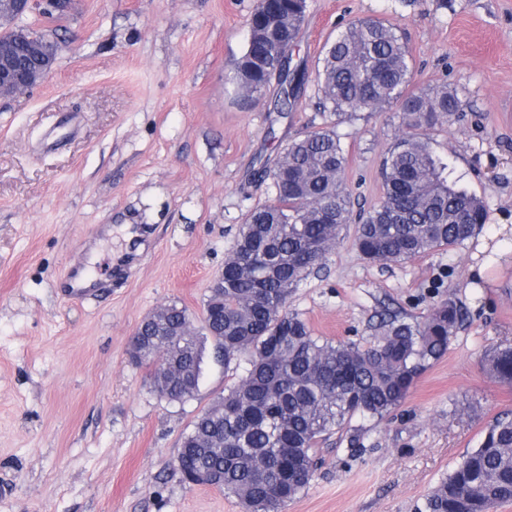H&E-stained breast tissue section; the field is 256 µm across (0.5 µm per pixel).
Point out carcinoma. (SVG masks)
Returning a JSON list of instances; mask_svg holds the SVG:
<instances>
[{"instance_id":"obj_1","label":"carcinoma","mask_w":512,"mask_h":512,"mask_svg":"<svg viewBox=\"0 0 512 512\" xmlns=\"http://www.w3.org/2000/svg\"><path fill=\"white\" fill-rule=\"evenodd\" d=\"M306 0H260L251 16V43L233 81L245 99L280 78L278 112H288L299 85L290 47L298 38ZM320 106L341 121L359 112L397 107L401 133L387 151L380 205L360 218L354 245L371 263L401 261L463 245L486 223L481 199L448 182L422 131L447 121L463 103L448 88L409 90L412 69L401 34L373 18L358 20L324 47L318 72ZM346 156L335 125L290 141L271 179L275 202L251 210L224 260L223 279L205 307L220 305L196 331L175 304L138 327V365L154 366L158 346L171 350L175 379L152 374L154 390L170 402L195 395L205 339L212 358L243 374L224 394V412L205 409L182 441L176 462L186 476L223 477L216 487L238 497L247 512H282L312 481L316 454L330 435L360 416L381 420L408 395L416 379L447 351L462 322L453 298L427 319L383 320L365 345L313 335L287 309L289 294L339 240L351 218L344 186ZM484 370L512 384V344L492 348ZM512 502V416L489 425L418 512H489Z\"/></svg>"}]
</instances>
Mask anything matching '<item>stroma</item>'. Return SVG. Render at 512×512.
Masks as SVG:
<instances>
[{"label": "stroma", "mask_w": 512, "mask_h": 512, "mask_svg": "<svg viewBox=\"0 0 512 512\" xmlns=\"http://www.w3.org/2000/svg\"><path fill=\"white\" fill-rule=\"evenodd\" d=\"M256 3L73 0L50 78L0 98V512H242L175 467L237 372L207 360L195 396L171 402L129 343L163 305L202 326L245 215L274 199L262 169L328 122L317 106L325 43L361 18L405 35L412 88L464 101L425 135L487 222L466 245L385 264L362 260L344 226L289 295L288 310L335 341L365 342L384 317L423 321L447 298L464 321L400 406L321 444L313 480L283 512H416L512 413V385L481 368L512 343V0H306L293 52L306 76L284 117L276 84L247 101L232 81ZM336 132L353 209L371 211L397 112ZM79 265L100 287L81 301L64 292Z\"/></svg>", "instance_id": "obj_1"}]
</instances>
